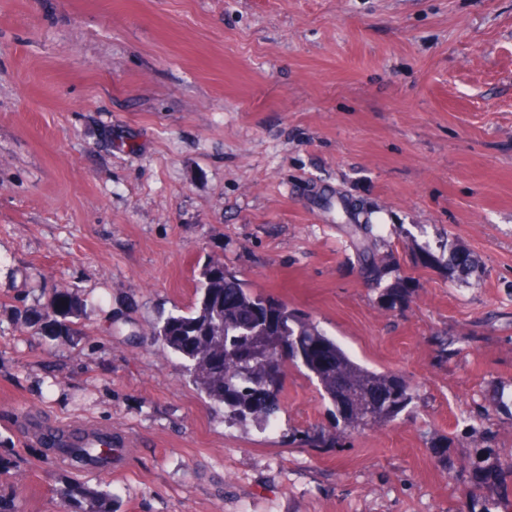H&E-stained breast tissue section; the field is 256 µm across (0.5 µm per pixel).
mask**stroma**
I'll use <instances>...</instances> for the list:
<instances>
[{
  "instance_id": "stroma-1",
  "label": "stroma",
  "mask_w": 512,
  "mask_h": 512,
  "mask_svg": "<svg viewBox=\"0 0 512 512\" xmlns=\"http://www.w3.org/2000/svg\"><path fill=\"white\" fill-rule=\"evenodd\" d=\"M339 201L378 225L409 302L383 305ZM444 236L481 286L415 263ZM211 260L416 403L310 448L293 431L335 421L292 368L275 432L225 422L151 336ZM63 289L106 299L71 341L27 321ZM507 380L512 0H0L1 501L61 512L85 484L114 512H482L512 471L469 497L461 420L512 455V412L478 417ZM31 416L111 426L123 453L71 468Z\"/></svg>"
}]
</instances>
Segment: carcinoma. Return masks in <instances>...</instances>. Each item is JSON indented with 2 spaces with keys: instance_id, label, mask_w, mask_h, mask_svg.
Instances as JSON below:
<instances>
[{
  "instance_id": "obj_1",
  "label": "carcinoma",
  "mask_w": 512,
  "mask_h": 512,
  "mask_svg": "<svg viewBox=\"0 0 512 512\" xmlns=\"http://www.w3.org/2000/svg\"><path fill=\"white\" fill-rule=\"evenodd\" d=\"M358 251L368 278L382 283L388 274L387 259L378 253V236L371 224L345 225ZM418 247L414 258L430 265L439 263L452 279L468 284L481 278L479 258L456 240L444 239L438 246ZM212 264L201 272L196 302L186 313H171L153 327L152 336L181 361L184 372L197 389L224 416L244 425H259L278 418L284 374L280 368V344H288V359L298 371L317 382L322 396L333 407L335 432L324 429L300 431V441L314 448H330L367 429L394 422L414 400L409 384L398 374L371 369L355 360L335 338L327 335L310 317L288 304L250 289L229 269L215 277ZM408 278L397 277L382 291L383 303L392 308L408 302L412 291ZM87 303L78 294L63 291L40 309L30 321L44 324L54 337L78 334ZM512 404V383H503L485 406L498 411ZM471 451L461 460L460 471L478 488L492 473L512 471V456L501 458L488 441L474 436ZM102 447L86 448L61 439L49 443L58 453L80 461L83 466L106 469L112 463V437L103 436ZM68 500L86 503L84 512H112V494L82 485L71 488Z\"/></svg>"
}]
</instances>
